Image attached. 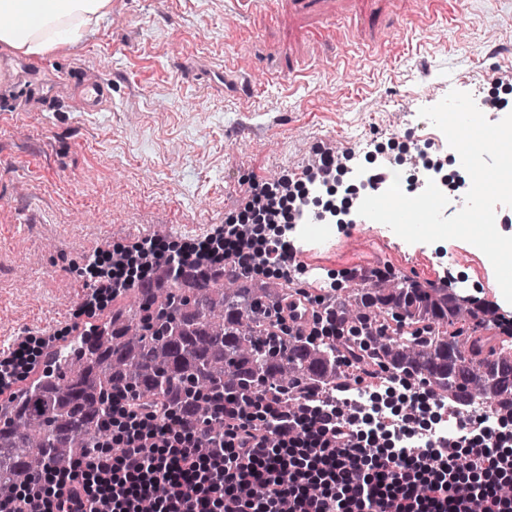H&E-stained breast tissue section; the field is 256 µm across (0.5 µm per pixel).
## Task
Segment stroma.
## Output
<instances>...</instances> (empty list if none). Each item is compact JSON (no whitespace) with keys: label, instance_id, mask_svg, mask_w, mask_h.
Returning a JSON list of instances; mask_svg holds the SVG:
<instances>
[{"label":"stroma","instance_id":"obj_1","mask_svg":"<svg viewBox=\"0 0 512 512\" xmlns=\"http://www.w3.org/2000/svg\"><path fill=\"white\" fill-rule=\"evenodd\" d=\"M258 2L276 18L257 38L239 0H112L78 43L38 59L0 52V349L40 340L46 370L124 303L83 313L94 253L216 233L252 184L302 180L320 148L359 155L366 174L397 149L435 152L419 109L512 71V0H459L433 23L418 0ZM343 13L384 29L337 51ZM85 71L111 86L101 111L71 102L65 81ZM468 247L395 243L358 215L326 244L302 240L288 278L324 296L354 288L353 268L419 282L449 270L461 295L512 314L484 255L449 267Z\"/></svg>","mask_w":512,"mask_h":512}]
</instances>
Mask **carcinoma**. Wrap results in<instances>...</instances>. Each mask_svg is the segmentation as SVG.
I'll return each mask as SVG.
<instances>
[{"label":"carcinoma","instance_id":"1","mask_svg":"<svg viewBox=\"0 0 512 512\" xmlns=\"http://www.w3.org/2000/svg\"><path fill=\"white\" fill-rule=\"evenodd\" d=\"M299 295L306 291L286 279L256 285L229 277L220 287L217 274L205 271L125 291L123 307L0 405V493L36 470H75L103 439L102 418L117 393L190 412L214 435L224 425L210 418L205 393L244 401L286 390L291 401L379 368L455 403L480 399L512 411V332L483 354L475 301L457 297L450 309L446 288L377 276L317 302L322 311L336 308V323L352 332L317 343L282 332L268 317ZM459 323L470 333L448 334Z\"/></svg>","mask_w":512,"mask_h":512}]
</instances>
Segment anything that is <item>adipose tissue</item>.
<instances>
[{
  "label": "adipose tissue",
  "mask_w": 512,
  "mask_h": 512,
  "mask_svg": "<svg viewBox=\"0 0 512 512\" xmlns=\"http://www.w3.org/2000/svg\"><path fill=\"white\" fill-rule=\"evenodd\" d=\"M110 6L111 0H0V51L40 57L77 43Z\"/></svg>",
  "instance_id": "adipose-tissue-1"
}]
</instances>
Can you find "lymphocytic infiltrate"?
<instances>
[{"label": "lymphocytic infiltrate", "mask_w": 512, "mask_h": 512, "mask_svg": "<svg viewBox=\"0 0 512 512\" xmlns=\"http://www.w3.org/2000/svg\"><path fill=\"white\" fill-rule=\"evenodd\" d=\"M287 179L252 192L224 224V248L209 241L165 254L149 240L106 253L107 273L90 261L88 312L100 295L152 285L158 270L190 267L252 277L261 265L287 270L296 250L262 239L257 215L277 213ZM112 440L121 453L95 448L71 473L43 471L11 495L0 512H512L502 486L512 483V434L480 415L455 425L454 437L386 418L361 429L335 402L310 395L294 410L260 396L219 397L211 414L224 433L208 435L183 414H158L128 398L114 403ZM210 444L208 455H198Z\"/></svg>", "instance_id": "1"}]
</instances>
